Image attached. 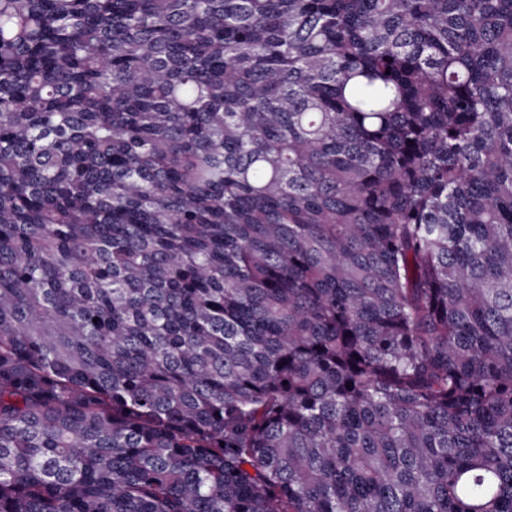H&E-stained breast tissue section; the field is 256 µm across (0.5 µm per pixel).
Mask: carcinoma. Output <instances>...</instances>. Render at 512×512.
Returning a JSON list of instances; mask_svg holds the SVG:
<instances>
[{
	"instance_id": "obj_1",
	"label": "carcinoma",
	"mask_w": 512,
	"mask_h": 512,
	"mask_svg": "<svg viewBox=\"0 0 512 512\" xmlns=\"http://www.w3.org/2000/svg\"><path fill=\"white\" fill-rule=\"evenodd\" d=\"M0 512H512V0H0Z\"/></svg>"
}]
</instances>
